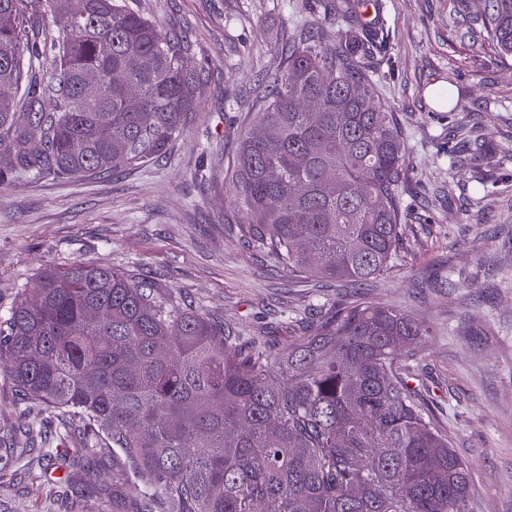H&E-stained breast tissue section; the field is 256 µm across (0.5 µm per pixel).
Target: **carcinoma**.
I'll return each instance as SVG.
<instances>
[{"instance_id": "cac0c4a2", "label": "carcinoma", "mask_w": 512, "mask_h": 512, "mask_svg": "<svg viewBox=\"0 0 512 512\" xmlns=\"http://www.w3.org/2000/svg\"><path fill=\"white\" fill-rule=\"evenodd\" d=\"M480 23L512 55V0H488ZM379 36H289L239 142L247 237L291 274L360 285L392 269L408 169L369 74ZM188 48L126 0H0V83L22 90L0 109V185L158 161L204 83L181 65ZM426 335L404 310L352 299L284 347L241 344L175 290L74 261L0 316V360L24 411L112 459V512H470L471 470L412 386Z\"/></svg>"}]
</instances>
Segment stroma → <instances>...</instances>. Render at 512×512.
<instances>
[{
  "mask_svg": "<svg viewBox=\"0 0 512 512\" xmlns=\"http://www.w3.org/2000/svg\"><path fill=\"white\" fill-rule=\"evenodd\" d=\"M161 29L185 35L206 82L198 109L166 157L121 175L25 178L0 186V315L49 265L82 261L140 270L159 287L219 312L243 338L281 346L344 299L408 310L429 334L416 368L425 400L471 467L472 512H512V56L475 42L459 0H379L389 30L374 78L403 134L410 181L407 234L385 278L345 283L278 269L245 241L235 200L238 138L269 98L293 29L337 38L324 0H129ZM450 86L452 106L433 88ZM493 155L456 151L458 135ZM495 181L481 208L475 177ZM0 374V512H112V463L93 473L43 458ZM95 490H88V483Z\"/></svg>",
  "mask_w": 512,
  "mask_h": 512,
  "instance_id": "stroma-1",
  "label": "stroma"
}]
</instances>
